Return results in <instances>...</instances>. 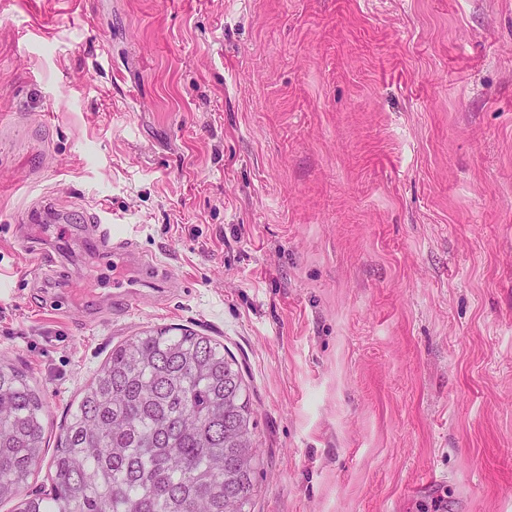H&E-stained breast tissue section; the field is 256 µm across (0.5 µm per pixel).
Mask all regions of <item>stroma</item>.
<instances>
[{
  "instance_id": "35a3bbf8",
  "label": "stroma",
  "mask_w": 512,
  "mask_h": 512,
  "mask_svg": "<svg viewBox=\"0 0 512 512\" xmlns=\"http://www.w3.org/2000/svg\"><path fill=\"white\" fill-rule=\"evenodd\" d=\"M92 213L174 285L115 309ZM160 328L238 364L252 512H512V0H0V356L50 411L28 491Z\"/></svg>"
}]
</instances>
